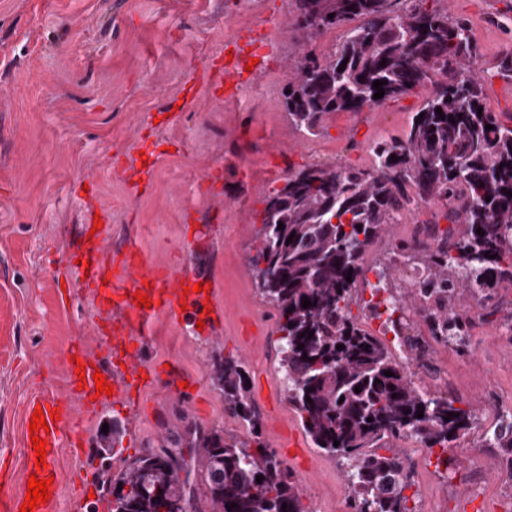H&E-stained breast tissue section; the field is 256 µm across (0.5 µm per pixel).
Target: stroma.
<instances>
[{
	"mask_svg": "<svg viewBox=\"0 0 512 512\" xmlns=\"http://www.w3.org/2000/svg\"><path fill=\"white\" fill-rule=\"evenodd\" d=\"M465 14L483 62L512 46L505 0H445ZM250 25L272 39L258 79L260 92L228 96L224 44ZM288 0H0V466L23 489L22 455L28 400L40 388L71 399L65 360L83 341L100 352L91 301L61 298L66 265L95 222L110 225L107 249L137 247L144 268L190 271L213 288L220 319L212 331L159 321L142 341L151 364H172L138 403L112 401L78 430L89 447L103 424L125 426V457L156 444L167 429L195 422L241 436L211 381L212 350L242 359L253 380L263 434L287 459L308 512H351L342 466L306 445L290 459L283 443L302 427L282 387L275 350L277 314L254 288L248 258L264 199L290 167L344 162L368 165L366 142L402 137L425 92L353 114L339 112L322 133L303 137L289 124L283 90L298 52ZM152 142L144 176L127 177L128 158ZM409 231L392 225L368 251L366 266H390L393 294L410 286V262L392 243ZM494 314L476 316L468 347L432 348L439 370L432 385L460 399L474 428L452 442L455 480L415 443L403 448L414 465L416 512H512V468L485 448L497 415L512 412V290L498 294ZM197 385L183 393L180 375ZM53 466L59 500L76 487L93 490L83 512H111L97 468L63 445Z\"/></svg>",
	"mask_w": 512,
	"mask_h": 512,
	"instance_id": "1",
	"label": "stroma"
}]
</instances>
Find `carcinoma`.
Masks as SVG:
<instances>
[{
  "label": "carcinoma",
  "mask_w": 512,
  "mask_h": 512,
  "mask_svg": "<svg viewBox=\"0 0 512 512\" xmlns=\"http://www.w3.org/2000/svg\"><path fill=\"white\" fill-rule=\"evenodd\" d=\"M440 2L290 0L296 31L342 30L330 53L304 51L290 71L284 108L299 130L316 136L337 112L429 89L402 137L369 143L368 166L304 165L272 188L248 259L257 292L278 311L288 400L314 447L340 460L351 512H415L405 494L414 472L395 441L409 437L430 455L439 451L436 466L446 468L449 444L475 424L457 400L417 384L361 315L382 306L409 329L406 310L414 308L435 342L463 350L475 325L470 302H491L498 289L512 288V124L486 105L489 79L512 78V48L500 53L494 71L485 70L470 19L448 16ZM376 80L385 82L379 99ZM436 202L463 229L434 228L432 246L396 244L419 256L423 279L412 280L402 299L360 298L368 247ZM211 369L224 413L242 425L244 439L228 442L224 431L196 424L168 430L110 479L112 512H196L200 491L211 512H307L293 472L263 437L244 362L216 351ZM123 436L112 421L102 459L112 458ZM484 442L501 449L512 468V427L486 432Z\"/></svg>",
  "instance_id": "obj_1"
}]
</instances>
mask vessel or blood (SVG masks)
Returning a JSON list of instances; mask_svg holds the SVG:
<instances>
[{"mask_svg":"<svg viewBox=\"0 0 512 512\" xmlns=\"http://www.w3.org/2000/svg\"><path fill=\"white\" fill-rule=\"evenodd\" d=\"M254 45L251 30H240L235 41V63L225 72L228 82L239 80L241 71L253 58ZM105 235V230L96 231L87 248L89 274L79 279L78 285L88 289L93 297L94 318L111 323L113 336L104 340L103 347L107 352L123 354L124 369L117 373L105 370L102 358L89 354L84 345L79 344L71 349V359L66 363L67 383L76 394L77 403L62 400L48 390L28 401L27 416H34L39 410L58 413L57 419L47 423L45 465L36 466L31 458L26 461V474L40 479L55 476L51 463L63 443H71L79 456H86L85 441L73 436L76 423L83 418L96 417L110 398L97 395L94 372L102 371L105 381L113 388L112 396H121L132 389L143 390L151 383L154 370L140 357V336L146 335L160 318L176 321L195 315L206 302V292H193L195 279L190 274L177 276L160 270L144 273L139 261L114 262L111 252L103 247ZM139 293L149 296V307L136 305L135 296Z\"/></svg>","mask_w":512,"mask_h":512,"instance_id":"vessel-or-blood-1","label":"vessel or blood"}]
</instances>
